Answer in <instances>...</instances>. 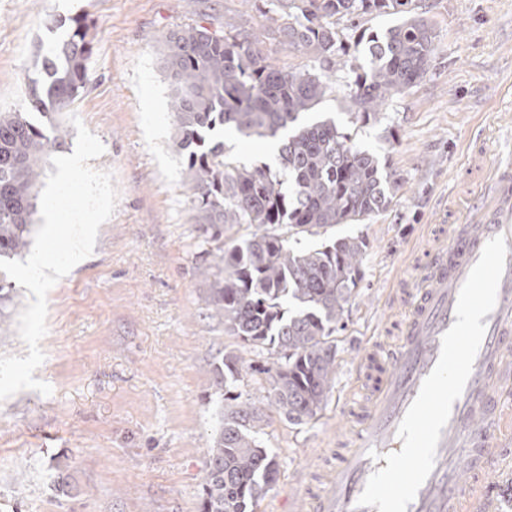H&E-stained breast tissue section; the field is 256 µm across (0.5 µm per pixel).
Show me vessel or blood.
Wrapping results in <instances>:
<instances>
[{
  "mask_svg": "<svg viewBox=\"0 0 512 512\" xmlns=\"http://www.w3.org/2000/svg\"><path fill=\"white\" fill-rule=\"evenodd\" d=\"M472 170L487 171L474 195L452 196L456 221L438 227L428 259L415 267L394 305L403 318L396 342L376 343L373 359L387 360L379 382L354 412L355 428L338 440L343 454L308 512H378L358 506L370 475L401 450L397 430L425 377L435 367L444 333L455 322L459 291L486 242L501 235L508 253L497 302L471 375L441 431L432 472L407 512H497L512 483L485 484L484 475L512 462V158L488 164L475 151ZM469 477H462L458 459Z\"/></svg>",
  "mask_w": 512,
  "mask_h": 512,
  "instance_id": "1",
  "label": "vessel or blood"
}]
</instances>
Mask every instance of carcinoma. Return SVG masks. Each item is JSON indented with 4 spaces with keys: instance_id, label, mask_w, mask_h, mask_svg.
Returning <instances> with one entry per match:
<instances>
[{
    "instance_id": "cac0c4a2",
    "label": "carcinoma",
    "mask_w": 512,
    "mask_h": 512,
    "mask_svg": "<svg viewBox=\"0 0 512 512\" xmlns=\"http://www.w3.org/2000/svg\"><path fill=\"white\" fill-rule=\"evenodd\" d=\"M280 43L318 62L288 72L275 65L261 42L229 25H197L165 38L162 66L171 91L175 147L193 190V223L216 269L207 306L242 342L277 355L272 395L288 422L316 416L331 392L336 363L334 335L352 292L362 280L366 239L345 236L316 248L290 240L337 224H360L391 206L402 187L390 161L342 133L331 119L300 122L331 90L328 72L347 54L336 21L366 14H399L401 21L370 35L357 50L360 63L350 103L353 118L367 122L387 100L428 73L436 33L412 15L413 0H270ZM41 61L28 81L26 110L0 112V259L29 247L37 207L36 185L47 158L61 152L66 132L59 117L70 111L88 82L91 43L83 19ZM278 143L277 170L240 164L218 131ZM255 231L222 243L224 226ZM288 226L275 233L270 227ZM16 288L0 271V332ZM239 357L224 356L217 384L240 374ZM261 409L221 394L219 428L206 451L201 512H257L278 471L255 428Z\"/></svg>"
}]
</instances>
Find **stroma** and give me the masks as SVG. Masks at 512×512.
I'll use <instances>...</instances> for the list:
<instances>
[{
  "instance_id": "35a3bbf8",
  "label": "stroma",
  "mask_w": 512,
  "mask_h": 512,
  "mask_svg": "<svg viewBox=\"0 0 512 512\" xmlns=\"http://www.w3.org/2000/svg\"><path fill=\"white\" fill-rule=\"evenodd\" d=\"M413 3L437 35L427 75L356 123L355 60L345 56L319 106L356 143L388 156L403 187L386 212L302 240L317 247L360 235L368 247L336 334L333 388L313 419L294 425L270 404L259 367L271 355L225 332L205 302L213 275L172 140L161 53L170 31L229 24L257 36L281 68L302 69L309 58L272 39L265 0H0V112L25 107L27 76L68 38L65 19H87L89 82L73 112L103 143L91 165L111 173L118 192L93 253L47 297L46 358L34 376L52 394L0 401V512H200L218 428L215 368L228 353L240 358L229 389L262 408L255 437L278 462L258 512H293L296 492L318 495L360 385L377 375L372 346L397 333L401 312L389 298L424 258L423 226L448 220V195L474 187L468 146L492 125L490 155L512 154V100L502 96L512 85V0ZM59 464L71 477L65 496L54 489Z\"/></svg>"
}]
</instances>
